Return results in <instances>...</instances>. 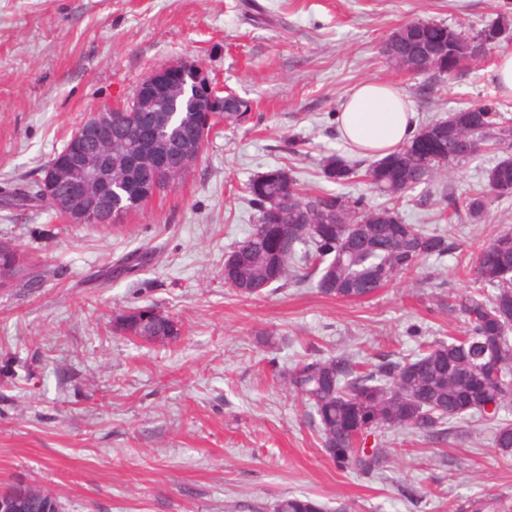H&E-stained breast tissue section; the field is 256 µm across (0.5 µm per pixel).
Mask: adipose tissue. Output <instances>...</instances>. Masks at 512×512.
<instances>
[{
	"instance_id": "1",
	"label": "adipose tissue",
	"mask_w": 512,
	"mask_h": 512,
	"mask_svg": "<svg viewBox=\"0 0 512 512\" xmlns=\"http://www.w3.org/2000/svg\"><path fill=\"white\" fill-rule=\"evenodd\" d=\"M338 133L359 154L383 157L410 139L414 112L407 98L391 83L367 80L347 95L338 116Z\"/></svg>"
}]
</instances>
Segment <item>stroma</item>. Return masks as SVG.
Here are the masks:
<instances>
[{"label":"stroma","mask_w":512,"mask_h":512,"mask_svg":"<svg viewBox=\"0 0 512 512\" xmlns=\"http://www.w3.org/2000/svg\"><path fill=\"white\" fill-rule=\"evenodd\" d=\"M512 22V0H0V192L38 178L87 116L126 101L155 68L187 57L253 103L216 127L179 187L118 227L68 225L44 207L0 206V238L45 272L35 292H0V490L32 486L62 512H275L308 494L330 512H512V458L474 416L434 444L411 430L369 436L385 449L370 475L326 456L307 407L282 375L310 352L377 363L464 335L450 297L473 286L456 256L425 261L361 301L287 280L245 298L224 257L256 222L242 188L285 166L324 188L320 161L350 146L338 132L346 94L388 81L417 123L499 100L490 50L451 83L389 69L380 53L417 19L466 32ZM462 163L418 188L400 214L472 253L512 229V197L485 222L448 223L449 196L482 182ZM153 304L178 341L143 345L115 316Z\"/></svg>","instance_id":"obj_1"}]
</instances>
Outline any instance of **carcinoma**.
Listing matches in <instances>:
<instances>
[{"label": "carcinoma", "mask_w": 512, "mask_h": 512, "mask_svg": "<svg viewBox=\"0 0 512 512\" xmlns=\"http://www.w3.org/2000/svg\"><path fill=\"white\" fill-rule=\"evenodd\" d=\"M508 35L505 20L476 33L421 20L392 32L382 53L396 70L410 69L449 83L464 65L482 58L478 48L491 47ZM217 95L224 96V111L215 113L213 125L240 124L246 117L239 111L244 98L220 90ZM202 118L201 112L181 108L170 112L158 141L169 147L165 164L181 163L172 151L174 143ZM112 136L138 149L131 115L112 113ZM492 139L503 151L512 149V126L493 103L472 104L421 125L410 140L364 169L365 180L388 197V205L378 209L333 190L311 193L283 167L253 177L243 190L258 212L257 224L225 256L224 281L243 297L259 296L282 282L295 262L298 280H316L324 295L359 300L399 277L414 275L422 261L447 256L452 244L443 235L405 223L397 210L399 200L459 163L479 159ZM61 160L55 154L41 177L13 188L0 204L53 206L43 192L42 177ZM361 165L336 152L323 158L322 177L344 186L359 175ZM153 177L152 168L145 166L136 180L114 185L112 211L100 214L97 222L109 224L114 212L126 215L141 209L132 202ZM255 182L266 190L259 199L251 192ZM492 196H512V154L485 170L480 189L463 198L448 196V206L455 217L479 223L488 215ZM473 263L476 287L451 303L466 318V336L425 343L409 357L370 368L352 355L313 354L284 372L288 387L309 405L322 448L337 467L366 475L380 470L381 449L365 448L367 437L378 430H415L437 439L446 434V425L472 415L494 424L495 448L512 455V422L499 418L500 411L512 407V231L479 248ZM0 266L13 275L9 287H41L42 276L32 274L26 252L7 239L0 240ZM114 329L123 336L158 339L162 345L181 336L178 322L154 305L123 311ZM0 501L18 504L9 512H61L56 498L29 486L1 491ZM276 512H327V507L309 495H293L279 501Z\"/></svg>", "instance_id": "cac0c4a2"}]
</instances>
